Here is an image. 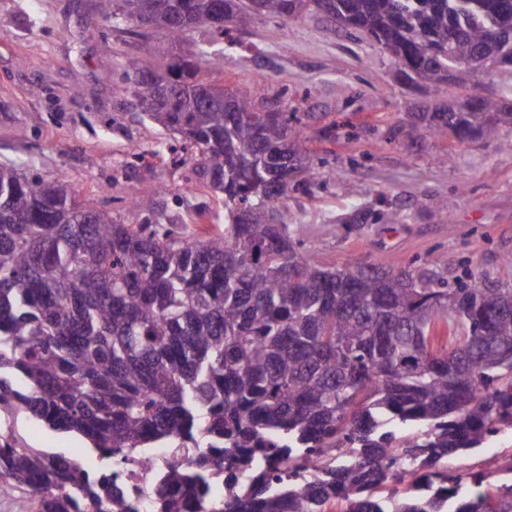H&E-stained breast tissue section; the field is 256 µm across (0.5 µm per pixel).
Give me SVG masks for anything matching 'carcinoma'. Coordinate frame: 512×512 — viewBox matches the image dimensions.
<instances>
[{"instance_id": "obj_1", "label": "carcinoma", "mask_w": 512, "mask_h": 512, "mask_svg": "<svg viewBox=\"0 0 512 512\" xmlns=\"http://www.w3.org/2000/svg\"><path fill=\"white\" fill-rule=\"evenodd\" d=\"M136 33L130 92L150 123L195 149L224 200L205 239L121 224L68 184L0 164V419L23 413L84 439L103 461L182 440L209 452L172 467L152 512H512V480L489 491L448 468L512 428V285L447 287L358 257L328 267L276 223L306 163L301 118L227 93L202 71L203 28L318 13L368 34L411 83L465 93L401 132L512 148V99L467 93L474 74L512 77V0H96ZM288 457V478L230 474L224 460ZM410 487L383 496L403 474ZM27 488L36 512H135L105 471L38 448L0 447V496Z\"/></svg>"}]
</instances>
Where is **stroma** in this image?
Wrapping results in <instances>:
<instances>
[{"label": "stroma", "mask_w": 512, "mask_h": 512, "mask_svg": "<svg viewBox=\"0 0 512 512\" xmlns=\"http://www.w3.org/2000/svg\"><path fill=\"white\" fill-rule=\"evenodd\" d=\"M192 41L222 51L208 76L304 117L311 164L336 176L290 191L281 212L323 263L357 256L418 269L437 254L449 281L468 273L512 283L504 262L512 255V151L495 139L453 149L445 138L395 136L431 100L400 83L367 35L314 14L246 28L228 23L223 33L202 29ZM107 45L114 51L108 67L101 62ZM137 53L136 40L105 22L94 0H0V163L96 196L122 223L151 221L205 238L224 226L220 195L203 185L187 191L194 162L181 137L149 123L134 95L113 92ZM332 121L351 123L353 138L320 137ZM449 151L452 164H439ZM14 427L29 447L93 458L79 438L26 416ZM511 455L508 430L459 464L491 488L503 481Z\"/></svg>", "instance_id": "stroma-1"}]
</instances>
